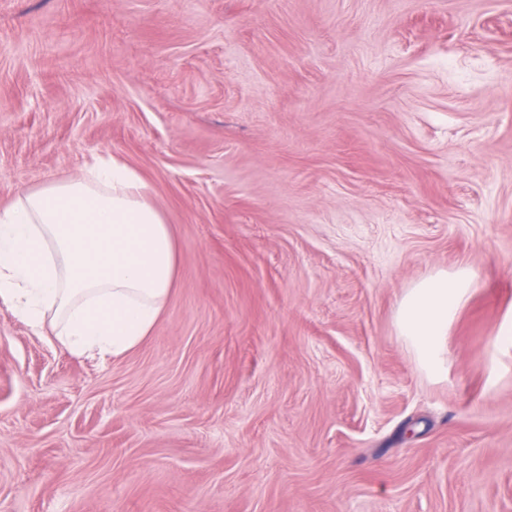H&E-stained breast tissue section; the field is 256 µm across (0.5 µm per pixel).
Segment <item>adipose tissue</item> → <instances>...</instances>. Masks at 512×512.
<instances>
[{
	"label": "adipose tissue",
	"instance_id": "1",
	"mask_svg": "<svg viewBox=\"0 0 512 512\" xmlns=\"http://www.w3.org/2000/svg\"><path fill=\"white\" fill-rule=\"evenodd\" d=\"M177 275L168 224L120 158L53 179L0 209V304L70 353L116 359L155 329ZM475 286L467 269L410 288L397 328L436 370L448 325Z\"/></svg>",
	"mask_w": 512,
	"mask_h": 512
}]
</instances>
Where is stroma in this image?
I'll return each mask as SVG.
<instances>
[{
	"label": "stroma",
	"instance_id": "stroma-1",
	"mask_svg": "<svg viewBox=\"0 0 512 512\" xmlns=\"http://www.w3.org/2000/svg\"><path fill=\"white\" fill-rule=\"evenodd\" d=\"M106 155L178 276L115 360L0 305V512H512V0H0V207ZM475 288L467 269L452 274L438 272L410 288L399 304L396 316L401 336L416 349L421 362L435 371L441 361L448 324Z\"/></svg>",
	"mask_w": 512,
	"mask_h": 512
}]
</instances>
